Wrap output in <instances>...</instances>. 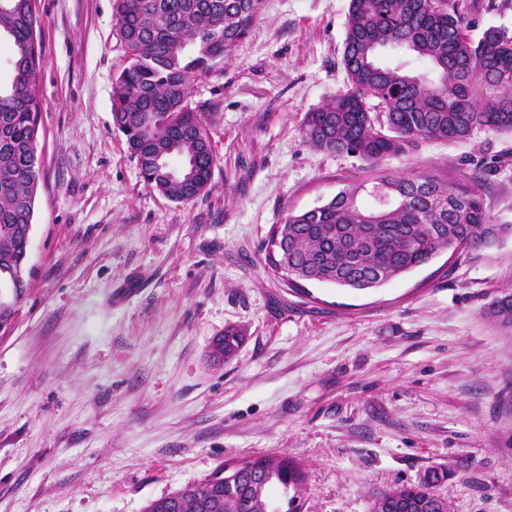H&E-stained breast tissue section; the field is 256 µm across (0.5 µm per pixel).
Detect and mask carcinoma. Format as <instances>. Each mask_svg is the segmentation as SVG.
<instances>
[{"label": "carcinoma", "mask_w": 512, "mask_h": 512, "mask_svg": "<svg viewBox=\"0 0 512 512\" xmlns=\"http://www.w3.org/2000/svg\"><path fill=\"white\" fill-rule=\"evenodd\" d=\"M116 2L128 65L115 80L113 124L146 185L172 201H192L207 190L216 156L202 115L188 104L189 87L228 57L265 0ZM38 23L36 0H0V35L12 45L11 79L0 85V334L12 329L26 294L28 230L39 191ZM466 27L454 0H350L343 51L350 88L308 113L303 134L313 147L358 155L376 172L316 209L288 215L280 226L287 265L266 257L274 273L295 287L316 281L374 288L444 250L486 248L506 230L470 188L378 168L414 139L457 141L479 128L512 133V37L489 28L474 42ZM380 49L423 58L430 71L388 63ZM368 98L378 99L383 119L370 115ZM375 191L401 201L360 207L359 194ZM490 314L512 324V295L498 299ZM242 342L228 328L214 340L213 354L230 358ZM247 463L261 467L264 478L250 484L241 471L226 473L220 465L204 481L151 501L145 512H300V465L286 456H250ZM274 486L283 508L269 493ZM393 500L428 512L414 483L389 491L373 512H392Z\"/></svg>", "instance_id": "1"}]
</instances>
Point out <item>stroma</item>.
<instances>
[{"label": "stroma", "instance_id": "stroma-1", "mask_svg": "<svg viewBox=\"0 0 512 512\" xmlns=\"http://www.w3.org/2000/svg\"><path fill=\"white\" fill-rule=\"evenodd\" d=\"M466 32L512 35V0H457ZM43 134L29 288L0 340V512H144L246 454L305 472L301 512H372L445 469L451 512H512V233L384 285L294 289L266 266L272 225L366 180L306 142L345 93L350 0H266L196 79L217 163L204 194L146 186L113 125L126 65L115 0H37ZM383 168L469 185L512 225V134L419 139ZM229 326L246 340L214 363Z\"/></svg>", "mask_w": 512, "mask_h": 512}]
</instances>
